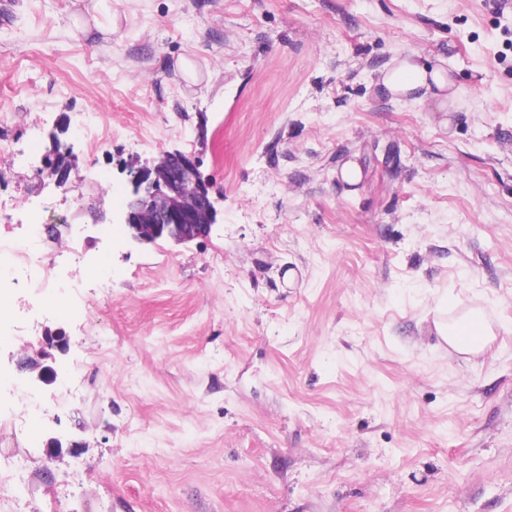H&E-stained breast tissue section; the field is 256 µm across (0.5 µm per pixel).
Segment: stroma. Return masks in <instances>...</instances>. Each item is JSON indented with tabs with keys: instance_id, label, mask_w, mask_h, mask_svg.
I'll return each mask as SVG.
<instances>
[{
	"instance_id": "obj_1",
	"label": "stroma",
	"mask_w": 512,
	"mask_h": 512,
	"mask_svg": "<svg viewBox=\"0 0 512 512\" xmlns=\"http://www.w3.org/2000/svg\"><path fill=\"white\" fill-rule=\"evenodd\" d=\"M75 2L0 0V148L72 154L61 187L0 161L11 221L47 203L107 270L49 312L0 290V419L19 381L74 387L0 436L28 461L0 512H512V332L476 358L433 332L512 324V0H105L87 34ZM412 53L453 101L383 90ZM176 151L209 234L92 222Z\"/></svg>"
}]
</instances>
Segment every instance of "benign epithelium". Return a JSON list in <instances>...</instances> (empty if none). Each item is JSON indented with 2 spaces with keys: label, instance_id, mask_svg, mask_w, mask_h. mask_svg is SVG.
Segmentation results:
<instances>
[{
  "label": "benign epithelium",
  "instance_id": "benign-epithelium-1",
  "mask_svg": "<svg viewBox=\"0 0 512 512\" xmlns=\"http://www.w3.org/2000/svg\"><path fill=\"white\" fill-rule=\"evenodd\" d=\"M132 193L112 220L126 226L129 239L151 243L169 238L186 243L210 232L215 221L208 187L192 158L170 153L152 168L130 169Z\"/></svg>",
  "mask_w": 512,
  "mask_h": 512
}]
</instances>
